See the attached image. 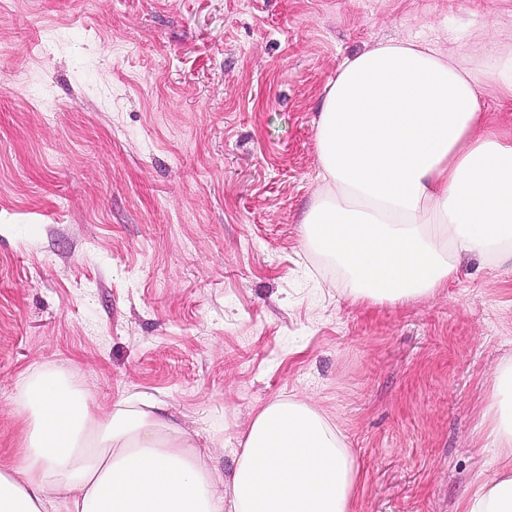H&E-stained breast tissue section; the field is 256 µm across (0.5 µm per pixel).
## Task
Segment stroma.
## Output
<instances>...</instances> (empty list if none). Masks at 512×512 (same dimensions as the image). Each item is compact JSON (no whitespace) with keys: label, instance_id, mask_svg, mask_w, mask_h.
<instances>
[{"label":"stroma","instance_id":"35a3bbf8","mask_svg":"<svg viewBox=\"0 0 512 512\" xmlns=\"http://www.w3.org/2000/svg\"><path fill=\"white\" fill-rule=\"evenodd\" d=\"M395 39L511 52L512 0H0V470L48 368L162 403L217 477L260 406L306 402L359 512H462L498 467L512 271L355 303L302 224L323 88Z\"/></svg>","mask_w":512,"mask_h":512}]
</instances>
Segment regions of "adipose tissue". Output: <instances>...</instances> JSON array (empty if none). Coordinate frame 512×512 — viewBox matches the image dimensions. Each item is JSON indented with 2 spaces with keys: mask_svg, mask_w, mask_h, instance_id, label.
Returning <instances> with one entry per match:
<instances>
[{
  "mask_svg": "<svg viewBox=\"0 0 512 512\" xmlns=\"http://www.w3.org/2000/svg\"><path fill=\"white\" fill-rule=\"evenodd\" d=\"M512 90V55L460 60L389 40L345 58L322 91L315 144L322 185L306 240L348 279L353 301L435 294L457 261L512 262V129L490 127L488 83ZM14 470H0V512H357L362 472L310 405L256 413L225 490L179 428L134 398L103 410L69 379L41 371ZM499 468L464 512H512V406H496Z\"/></svg>",
  "mask_w": 512,
  "mask_h": 512,
  "instance_id": "obj_1",
  "label": "adipose tissue"
}]
</instances>
